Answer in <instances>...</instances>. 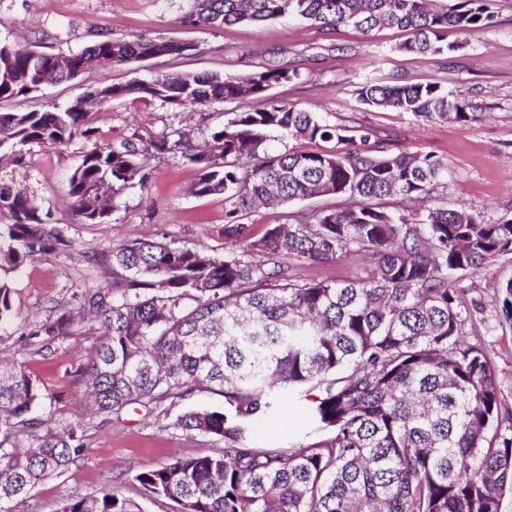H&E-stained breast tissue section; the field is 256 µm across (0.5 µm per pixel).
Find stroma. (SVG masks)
Segmentation results:
<instances>
[{
  "instance_id": "35a3bbf8",
  "label": "stroma",
  "mask_w": 512,
  "mask_h": 512,
  "mask_svg": "<svg viewBox=\"0 0 512 512\" xmlns=\"http://www.w3.org/2000/svg\"><path fill=\"white\" fill-rule=\"evenodd\" d=\"M493 22L460 42L449 32L448 50L412 54L400 46L409 34L397 28L363 32L354 26L329 29L301 17L287 16L266 24L239 23L221 28L183 23V0H0V42L22 43L49 54L80 52L98 34L116 39L135 37L190 42L186 57H157L125 66L103 65L78 73L72 80L46 85L37 103L65 108L101 85L147 79L160 72L216 73L242 77L276 61L296 72L287 83L273 87L271 98L319 113L333 124L353 130L368 128L371 153L421 151L447 167L446 193L494 222L512 217V0H492ZM369 79L387 84L440 85L465 102L477 120L424 123L413 114L374 109L358 100L359 87ZM251 100L217 103L207 108L171 109L130 98L89 109L85 120L99 130L106 145L132 132L158 134L181 128L193 143L204 141L210 128L223 123L228 112L254 108ZM84 150L82 139L48 148L24 147L25 160L0 157V184L33 195L52 214L72 246L67 253H37L16 270L0 269L10 282L17 323L0 330V357L16 358L37 376L52 396L50 409L68 418L86 410L85 384L73 372L94 351L91 336L72 338L40 350L21 338L24 324L78 305L85 289L109 290L112 270L105 259L124 242L166 234L177 245L224 252V198L199 197L192 187L199 177L195 166L173 154L151 161L146 188H130L120 196L107 223L86 224L77 216L68 195L69 178ZM512 277V254L501 256L489 269L459 275L465 297L493 312L494 290L500 279ZM469 335L482 337L496 380L512 407V327L475 319ZM305 402H282L270 417L251 426L253 441L263 448L283 447L312 432ZM83 456L62 474L45 480L15 512H59L70 497L112 491L129 499L135 512H176L174 502L143 494L136 474L149 465L168 463L176 456L210 453L217 442L175 428L164 418L134 408L120 416H96L85 431Z\"/></svg>"
}]
</instances>
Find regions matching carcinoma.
<instances>
[{
  "label": "carcinoma",
  "instance_id": "1",
  "mask_svg": "<svg viewBox=\"0 0 512 512\" xmlns=\"http://www.w3.org/2000/svg\"><path fill=\"white\" fill-rule=\"evenodd\" d=\"M183 20L220 27L296 15L336 28L397 27L407 53H440L448 29L471 35L491 23V0H460L438 10L431 0H186ZM181 55L178 42L108 33L81 52L46 54L0 43V100L66 81L96 62L125 65ZM293 78L271 64L247 76L158 73L99 88L103 103L134 97L172 109L260 99L211 129L201 147L171 127L144 145L134 132L103 147L86 111L39 105L0 112V151L84 140L69 180L76 213L102 224L121 193L145 188L156 154H180L199 178L194 194L224 195V256L178 246L167 235L112 248L114 291L90 289L69 311L30 328L44 350L72 336L98 335L94 355L75 371L95 414L135 406L168 415L199 389L221 408L187 410L174 427L224 443L135 475L148 496L178 512H503L512 494V409L496 382L485 343L465 341L471 311L454 277L512 253V218L490 224L448 203L443 162L428 154L374 155L359 145L344 154L271 149L276 131L315 141H354L313 112L270 101L267 91ZM359 100L410 112L426 122L476 119L436 83L368 80ZM400 197L420 218L389 211ZM346 197L315 223L265 224L252 216L276 201ZM0 266L21 267L34 252L62 254L70 241L49 223L35 197L0 187ZM345 250L361 256L362 275L300 283L303 265H322ZM498 325L512 326V277L495 293ZM17 319L13 289L0 281V327ZM313 395L318 434L286 448H258L254 420L278 402ZM48 397L19 361H0V512L82 456L86 421L34 416ZM23 435L27 447L14 448ZM60 512H134L114 493L70 498Z\"/></svg>",
  "mask_w": 512,
  "mask_h": 512
}]
</instances>
